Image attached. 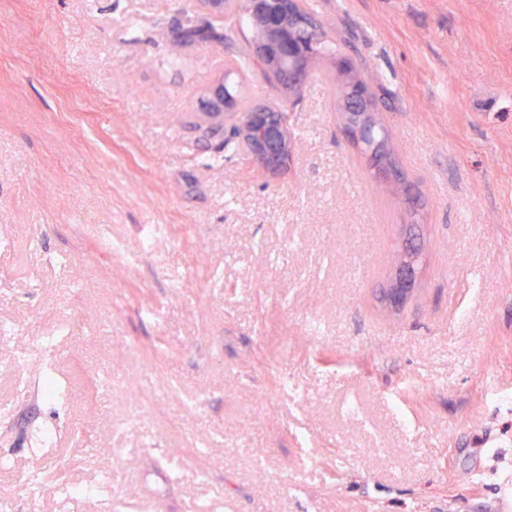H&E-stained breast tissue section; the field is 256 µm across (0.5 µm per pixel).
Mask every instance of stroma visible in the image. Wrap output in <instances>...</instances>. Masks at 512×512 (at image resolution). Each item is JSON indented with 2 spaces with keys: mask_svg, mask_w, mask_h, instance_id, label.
<instances>
[{
  "mask_svg": "<svg viewBox=\"0 0 512 512\" xmlns=\"http://www.w3.org/2000/svg\"><path fill=\"white\" fill-rule=\"evenodd\" d=\"M302 5L338 52L285 96L294 162L272 176L241 151L214 161L219 137L191 126L224 80L284 97L259 68L225 75L223 18L195 0H0V512L61 508L30 503L34 472L108 473L120 512H512V0ZM342 54L415 216L340 132ZM146 224L165 227L154 256L108 258ZM413 231L426 262L390 311ZM36 320L79 331L30 356L68 404L17 397ZM170 377L195 412L162 399Z\"/></svg>",
  "mask_w": 512,
  "mask_h": 512,
  "instance_id": "stroma-1",
  "label": "stroma"
}]
</instances>
